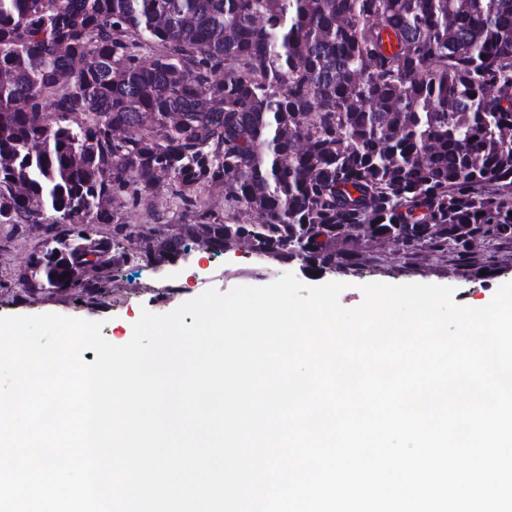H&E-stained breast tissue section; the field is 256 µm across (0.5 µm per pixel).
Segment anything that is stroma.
<instances>
[{
    "mask_svg": "<svg viewBox=\"0 0 512 512\" xmlns=\"http://www.w3.org/2000/svg\"><path fill=\"white\" fill-rule=\"evenodd\" d=\"M175 189L173 181L163 178L144 204L135 207L117 196L108 208L117 221L144 232L147 245L153 247L183 234L185 225L195 221L193 214L179 209ZM58 232V226L31 221L0 223V316L54 313L100 320L105 338L117 345L129 341L141 310L165 314L207 289L225 292L240 285L262 286L282 272L294 273L307 285L345 283L340 303L347 308L361 303L360 286L368 282L446 285L453 287L456 304L469 307L487 305L500 285L512 282L511 238L492 246L478 239L460 254L426 248L407 251L384 238L340 235L335 242L338 264L320 274L304 268L298 259L258 257L244 239L221 253L196 241L185 261L159 264L137 253L108 279L100 277L98 269H87L83 277L91 286L82 292L34 287L39 277L36 261L54 248Z\"/></svg>",
    "mask_w": 512,
    "mask_h": 512,
    "instance_id": "1",
    "label": "stroma"
}]
</instances>
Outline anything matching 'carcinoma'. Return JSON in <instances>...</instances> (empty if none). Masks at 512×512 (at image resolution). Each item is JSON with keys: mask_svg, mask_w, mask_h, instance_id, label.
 <instances>
[{"mask_svg": "<svg viewBox=\"0 0 512 512\" xmlns=\"http://www.w3.org/2000/svg\"><path fill=\"white\" fill-rule=\"evenodd\" d=\"M186 239L337 264L332 238H512V0H0V221L80 226L32 286L83 289L85 235L155 180ZM261 224L216 222L198 191Z\"/></svg>", "mask_w": 512, "mask_h": 512, "instance_id": "carcinoma-1", "label": "carcinoma"}]
</instances>
